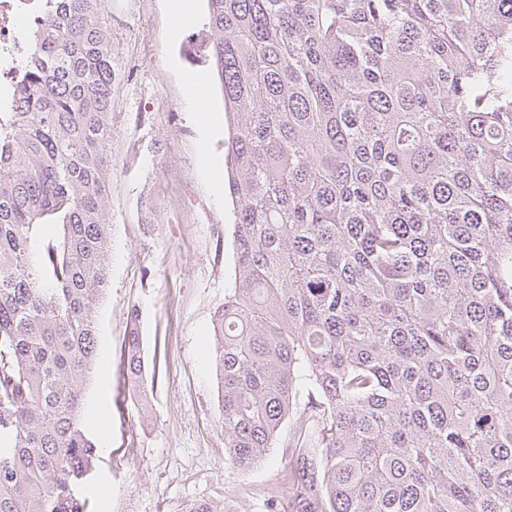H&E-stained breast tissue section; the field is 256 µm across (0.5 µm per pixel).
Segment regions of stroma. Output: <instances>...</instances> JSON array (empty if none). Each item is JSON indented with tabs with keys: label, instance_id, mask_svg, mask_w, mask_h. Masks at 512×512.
<instances>
[{
	"label": "stroma",
	"instance_id": "stroma-1",
	"mask_svg": "<svg viewBox=\"0 0 512 512\" xmlns=\"http://www.w3.org/2000/svg\"><path fill=\"white\" fill-rule=\"evenodd\" d=\"M111 0L112 191L108 287L95 307L101 349L87 391L108 439L86 478L87 512H187L205 501L273 512L291 423L263 461L224 464L214 313L234 278L224 101L208 55L206 0ZM206 78L200 118L188 94ZM146 373L125 369L131 315Z\"/></svg>",
	"mask_w": 512,
	"mask_h": 512
}]
</instances>
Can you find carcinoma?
<instances>
[{"mask_svg":"<svg viewBox=\"0 0 512 512\" xmlns=\"http://www.w3.org/2000/svg\"><path fill=\"white\" fill-rule=\"evenodd\" d=\"M108 2L37 0L0 112V512H86ZM207 2L224 464L254 468L288 420L292 512H512V0Z\"/></svg>","mask_w":512,"mask_h":512,"instance_id":"cac0c4a2","label":"carcinoma"}]
</instances>
